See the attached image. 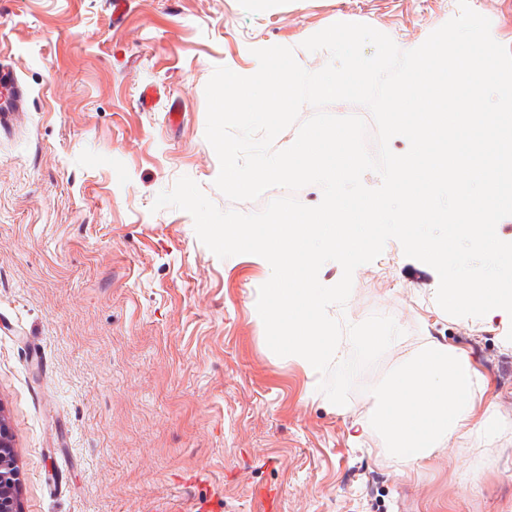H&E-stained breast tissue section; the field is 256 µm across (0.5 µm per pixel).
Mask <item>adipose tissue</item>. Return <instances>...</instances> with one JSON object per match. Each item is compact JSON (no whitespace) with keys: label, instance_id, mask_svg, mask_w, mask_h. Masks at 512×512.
I'll use <instances>...</instances> for the list:
<instances>
[{"label":"adipose tissue","instance_id":"adipose-tissue-1","mask_svg":"<svg viewBox=\"0 0 512 512\" xmlns=\"http://www.w3.org/2000/svg\"><path fill=\"white\" fill-rule=\"evenodd\" d=\"M480 365L454 343L431 338L374 395L370 426L402 471L429 462L447 440L494 439L499 417L484 396Z\"/></svg>","mask_w":512,"mask_h":512}]
</instances>
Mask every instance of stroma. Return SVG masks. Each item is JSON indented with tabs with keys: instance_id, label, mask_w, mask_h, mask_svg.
I'll return each mask as SVG.
<instances>
[{
	"instance_id": "stroma-1",
	"label": "stroma",
	"mask_w": 512,
	"mask_h": 512,
	"mask_svg": "<svg viewBox=\"0 0 512 512\" xmlns=\"http://www.w3.org/2000/svg\"><path fill=\"white\" fill-rule=\"evenodd\" d=\"M340 12L410 47L459 6L130 0L116 24L89 0H0V54L16 60L28 104L0 131V416L22 512H155L213 496L224 512H260L266 490L276 512H512V353L443 314L425 328V263L389 240L355 270L345 307L329 308L346 324L389 315L404 331L339 413L319 377L266 343L256 302L269 263L218 258L189 213L152 208L183 175L226 211L285 196L235 203L215 187L205 86L215 67L248 74L254 49L290 42L320 70L325 52L302 43ZM148 85L160 96L144 110ZM440 333L482 364L501 431L449 442L404 475L367 427L369 389Z\"/></svg>"
}]
</instances>
